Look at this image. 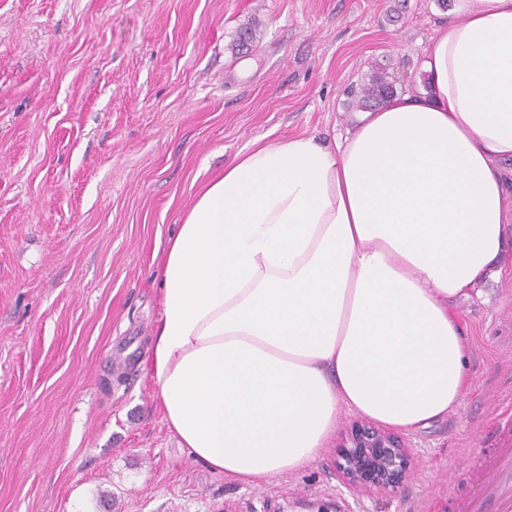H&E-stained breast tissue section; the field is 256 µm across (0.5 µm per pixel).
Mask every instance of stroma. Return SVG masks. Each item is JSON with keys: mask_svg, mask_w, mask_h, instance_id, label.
Masks as SVG:
<instances>
[{"mask_svg": "<svg viewBox=\"0 0 512 512\" xmlns=\"http://www.w3.org/2000/svg\"><path fill=\"white\" fill-rule=\"evenodd\" d=\"M436 0H0V512H445L512 420L509 249L456 312L459 408L410 433L413 479L351 495L333 448L260 486L180 448L146 376L156 272L198 188L254 142L355 125L345 90L455 18ZM257 38L243 49L241 28Z\"/></svg>", "mask_w": 512, "mask_h": 512, "instance_id": "stroma-1", "label": "stroma"}]
</instances>
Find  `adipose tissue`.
<instances>
[{
	"mask_svg": "<svg viewBox=\"0 0 512 512\" xmlns=\"http://www.w3.org/2000/svg\"><path fill=\"white\" fill-rule=\"evenodd\" d=\"M423 95L330 142L254 145L170 236L150 377L168 429L256 485L317 460L343 412L404 432L459 408L469 297L505 249L512 0H458Z\"/></svg>",
	"mask_w": 512,
	"mask_h": 512,
	"instance_id": "ef3b65f1",
	"label": "adipose tissue"
}]
</instances>
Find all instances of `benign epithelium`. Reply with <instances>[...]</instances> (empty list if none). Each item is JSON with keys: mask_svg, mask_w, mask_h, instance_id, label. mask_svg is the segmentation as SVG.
Returning a JSON list of instances; mask_svg holds the SVG:
<instances>
[{"mask_svg": "<svg viewBox=\"0 0 512 512\" xmlns=\"http://www.w3.org/2000/svg\"><path fill=\"white\" fill-rule=\"evenodd\" d=\"M334 468L337 480L352 494L389 493L411 479L415 457L403 435L361 419L340 434Z\"/></svg>", "mask_w": 512, "mask_h": 512, "instance_id": "7a95c632", "label": "benign epithelium"}]
</instances>
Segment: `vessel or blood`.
I'll list each match as a JSON object with an SVG mask.
<instances>
[{"mask_svg":"<svg viewBox=\"0 0 512 512\" xmlns=\"http://www.w3.org/2000/svg\"><path fill=\"white\" fill-rule=\"evenodd\" d=\"M480 454V478L464 489H449L450 512H512V441Z\"/></svg>","mask_w":512,"mask_h":512,"instance_id":"1","label":"vessel or blood"}]
</instances>
